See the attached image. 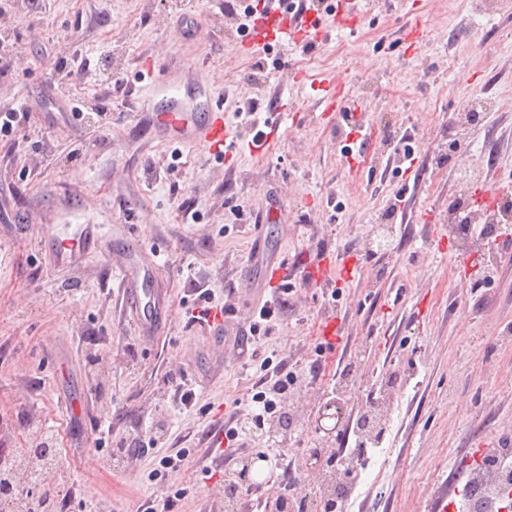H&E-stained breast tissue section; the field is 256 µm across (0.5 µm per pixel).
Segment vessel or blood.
<instances>
[{
    "label": "vessel or blood",
    "instance_id": "obj_1",
    "mask_svg": "<svg viewBox=\"0 0 512 512\" xmlns=\"http://www.w3.org/2000/svg\"><path fill=\"white\" fill-rule=\"evenodd\" d=\"M348 16L336 11L318 12L306 17L302 30L323 39L327 23L347 22ZM299 30V31H302ZM292 22L281 8L271 7L266 19L256 21L249 32V45L268 43L270 36L288 42L298 38ZM149 83L142 91L139 117L150 122L155 139L201 146L211 154L223 153L229 134L224 125V108L209 82L199 79L193 67H185V77L171 79L164 62L148 66ZM161 276L158 263H146L140 244H132L117 275L119 287L132 323L139 335L154 339L166 333L170 323V302L156 283Z\"/></svg>",
    "mask_w": 512,
    "mask_h": 512
}]
</instances>
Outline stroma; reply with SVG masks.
<instances>
[{
  "label": "stroma",
  "mask_w": 512,
  "mask_h": 512,
  "mask_svg": "<svg viewBox=\"0 0 512 512\" xmlns=\"http://www.w3.org/2000/svg\"><path fill=\"white\" fill-rule=\"evenodd\" d=\"M370 2L358 24L333 31L312 53L272 43L278 66L258 84L244 78L254 61L240 49L244 18L225 14L224 0H11L0 17V39L18 44L0 74V103L23 99L33 111L18 138L0 139V459L34 447L38 433L52 436L61 512H92L103 499L112 512H147L186 484L198 493L174 512H205L208 493L238 460L264 453L255 441L213 464L205 440L260 377L241 347L210 346L186 310L200 284L223 322L248 327L271 272L257 268L255 288L241 272L260 256L265 234L288 266L289 288L266 353L298 378L284 404L288 438L265 466L270 483L244 493L246 503H267L289 480L320 490L321 477L303 462L321 440L313 422L323 405L338 397L360 410L371 384L392 371L390 424L359 465L362 480L336 474L351 485L344 512H435L470 475L474 449L512 441V248L499 244L485 258L464 252L448 228V205L462 189L512 185V110L455 119L477 93L512 90V0L486 8L479 0ZM189 5L201 34L175 37L176 16ZM414 25L425 30L416 45L406 38ZM72 50L92 67L122 70L125 92L91 78L55 89V64ZM168 54L213 83L236 137L232 153L163 144L133 128L142 62ZM482 54L489 65L478 63ZM396 76L406 96L381 97ZM333 79L366 127L384 123L414 137L410 172L395 173L381 138L366 161L349 165L345 133L317 91ZM72 99L104 110L103 120L72 122ZM250 103L275 123L259 155L238 118ZM171 162L179 166L173 177ZM61 195L82 208V223L102 225L108 251L70 263L44 249L43 231L68 221ZM273 200L278 221L255 229ZM183 201L199 223L185 222ZM134 238L163 264L170 323L157 340L139 337L115 284ZM323 241L326 253L314 258ZM307 266L330 267L326 282L304 283ZM328 321L336 341L322 351ZM180 377L196 392L184 412ZM66 395L90 417L72 424ZM145 430L156 446L114 462L116 442ZM182 448L190 454L181 470L149 482L161 457Z\"/></svg>",
  "instance_id": "stroma-1"
}]
</instances>
